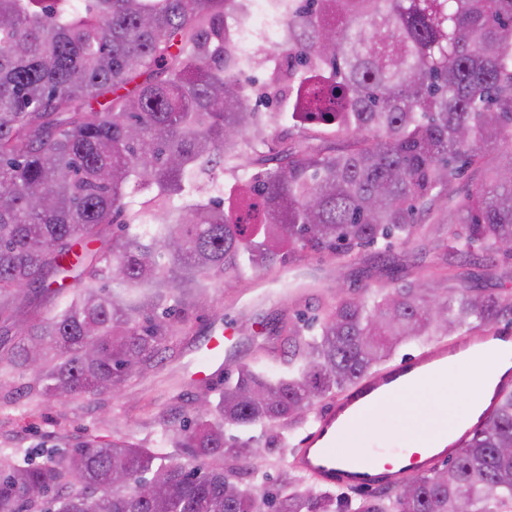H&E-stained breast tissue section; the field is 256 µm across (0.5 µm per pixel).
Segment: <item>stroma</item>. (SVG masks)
<instances>
[{
  "label": "stroma",
  "mask_w": 512,
  "mask_h": 512,
  "mask_svg": "<svg viewBox=\"0 0 512 512\" xmlns=\"http://www.w3.org/2000/svg\"><path fill=\"white\" fill-rule=\"evenodd\" d=\"M456 267L472 273L477 288L512 292V260L478 245L467 254L453 253L418 237L388 251L380 245L364 247L346 259L298 251L262 278L217 282L206 303L192 313L189 334L179 337L164 363L133 377L117 392L52 407L26 393L31 373L13 375L16 395L0 392V453L22 465L42 460L87 434L104 441L125 437L155 447L161 433L159 417L185 415L199 391L192 379L193 360L210 333L230 329L238 340L234 364L249 363L257 355L253 342L264 328L274 327L284 315L312 318L319 300L333 297L337 288L374 290ZM419 404L416 416L396 404L381 407L373 418V435L390 439L411 429L432 428L438 419L433 395L421 393Z\"/></svg>",
  "instance_id": "obj_1"
}]
</instances>
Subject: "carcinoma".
<instances>
[{
	"label": "carcinoma",
	"mask_w": 512,
	"mask_h": 512,
	"mask_svg": "<svg viewBox=\"0 0 512 512\" xmlns=\"http://www.w3.org/2000/svg\"><path fill=\"white\" fill-rule=\"evenodd\" d=\"M276 2L287 45L256 88L237 78L255 63L237 47L244 0H0V320L78 282L54 317L0 334V373L35 366L27 393L120 388L163 358L182 333L172 319L214 280L265 274L297 248L512 244V0ZM285 84L295 112L251 107ZM290 121L349 140L274 149L267 128ZM244 143L263 170L226 196ZM435 281L341 295L312 326L278 320L282 370L256 360L204 384L202 411L158 420V448L85 437L41 463L0 455V512H512V389L405 496L335 491L288 459L287 433L316 402L400 345L512 323V294L451 271ZM258 423L278 461L260 498L244 436ZM119 470L128 483L114 486ZM143 482L164 496L145 498Z\"/></svg>",
	"instance_id": "cac0c4a2"
}]
</instances>
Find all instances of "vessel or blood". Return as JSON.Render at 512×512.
<instances>
[{"instance_id":"vessel-or-blood-1","label":"vessel or blood","mask_w":512,"mask_h":512,"mask_svg":"<svg viewBox=\"0 0 512 512\" xmlns=\"http://www.w3.org/2000/svg\"><path fill=\"white\" fill-rule=\"evenodd\" d=\"M227 342V336L217 333L201 348L195 359L198 379L213 380L217 362L230 360ZM447 361V348L441 345L423 352L406 365L361 382L320 416L315 431L309 434L302 448L296 449L292 457L294 467L313 475L323 484L351 488H372L402 474L429 472L448 457L447 442L427 445L413 452L398 448L386 459L375 448L368 449L360 457L338 451L336 436L348 429L354 420L366 419L370 404L385 401L418 384Z\"/></svg>"}]
</instances>
